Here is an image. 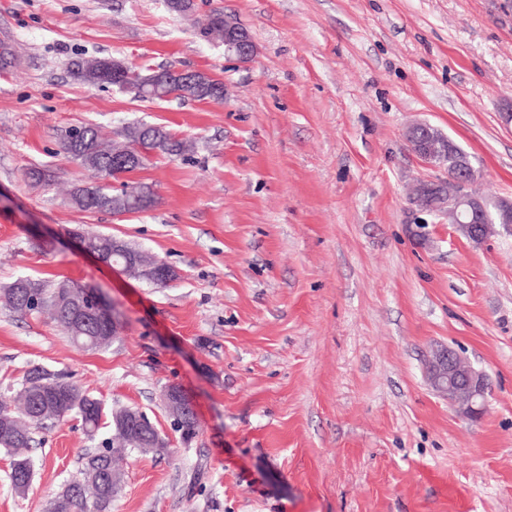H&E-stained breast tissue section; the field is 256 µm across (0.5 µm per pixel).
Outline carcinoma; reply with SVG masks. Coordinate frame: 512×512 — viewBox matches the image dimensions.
Here are the masks:
<instances>
[{
	"instance_id": "obj_1",
	"label": "carcinoma",
	"mask_w": 512,
	"mask_h": 512,
	"mask_svg": "<svg viewBox=\"0 0 512 512\" xmlns=\"http://www.w3.org/2000/svg\"><path fill=\"white\" fill-rule=\"evenodd\" d=\"M202 35L215 43L224 42V12L213 10L206 16L201 26ZM73 75L83 83L95 86L123 88L130 83L128 70H120L112 65L110 57H87L73 63ZM169 69L149 73V79L155 84L154 95L165 99L171 95L183 101H203L207 93L224 83L206 72L198 71L193 75L192 84L184 86L169 83ZM61 148L72 159H81V166L90 172L91 179L72 186L67 192L69 204L85 213L130 211L143 212L156 202L152 186L141 182H126L119 191L112 190V157L125 152L144 154L161 153L169 157H178L190 151L191 145L176 138L160 126L145 123L129 124L116 134L107 137L100 126L87 124L65 132L61 139ZM87 246L103 252L110 263L124 266V271L132 277H138V270L127 265L124 254L112 253V236L91 234ZM26 282L23 287L12 282L0 289V304L4 307L27 315H46L53 320L70 339L88 350L103 348L98 341V332L91 323L77 326L68 318V309L61 303V295L67 289L79 290L80 285L69 280L51 284L45 280L21 277ZM29 368L16 391L13 403L0 402V452L10 458V481L12 485L27 480L33 481L34 461L30 455L36 447L32 429L44 428L49 423L65 418L80 421L86 434L93 438L102 427L109 428L111 437L102 442V448L84 457L79 475L66 484V488L76 492L66 493L65 501L60 496L51 499L46 512H98L97 504L106 499L115 498L119 486L112 483L108 473L114 470L116 457L112 455V441H118L121 450H138L153 446L167 448V442L158 432L150 429L144 434H127L122 416L130 411L128 407L110 410L101 399L81 389L62 373L45 371V376H36ZM46 379L61 382L76 393L78 403L62 408L54 415L44 413L42 391L47 386L41 383Z\"/></svg>"
}]
</instances>
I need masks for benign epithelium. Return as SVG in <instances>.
Masks as SVG:
<instances>
[{
	"mask_svg": "<svg viewBox=\"0 0 512 512\" xmlns=\"http://www.w3.org/2000/svg\"><path fill=\"white\" fill-rule=\"evenodd\" d=\"M256 54V45L244 26L232 20L224 24V55L241 64L251 62ZM433 127L428 124L413 126L408 131V138L414 152L425 162L433 163L438 159L448 158V166L452 172L446 179L424 180L419 187L443 188L445 192L434 196L430 208L448 212V223L455 226L477 242L512 228V200L501 199L494 209H489L482 198L473 195L471 185L477 179L478 172L470 157L454 143H448V149L437 151L431 138ZM415 206L421 209L426 197L414 195ZM151 279L171 283L177 278V270L166 264L152 266L146 271ZM89 310L101 328L100 341L107 342L110 336L118 334L120 321L112 311L109 303L101 292L95 288H84L70 308L71 321L80 324L84 321V310ZM429 380L432 387L441 395L448 397L454 409L465 417L474 418L480 415L486 405L487 381L483 372L463 361L454 351L440 348L427 360ZM184 390L178 385H168L161 394V401L178 423L185 412ZM74 399L73 391L66 385L54 386L45 397L47 411H54L60 405H68Z\"/></svg>",
	"mask_w": 512,
	"mask_h": 512,
	"instance_id": "7a95c632",
	"label": "benign epithelium"
}]
</instances>
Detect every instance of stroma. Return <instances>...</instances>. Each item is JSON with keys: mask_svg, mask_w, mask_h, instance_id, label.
Masks as SVG:
<instances>
[{"mask_svg": "<svg viewBox=\"0 0 512 512\" xmlns=\"http://www.w3.org/2000/svg\"><path fill=\"white\" fill-rule=\"evenodd\" d=\"M220 9L257 54L225 57L197 25ZM0 288L17 277L97 288L122 331L88 351L48 319L0 306V401L35 365L168 442L129 452L112 512H512V233L475 243L409 195L443 177L404 133L429 123L512 197V0H0ZM197 69L220 102L142 101L80 82L72 61ZM164 127L193 148L136 180L150 210L83 213L62 188L89 174L59 145L87 123ZM49 169L52 183L26 173ZM124 238L179 273L152 287L82 251L76 227ZM482 371L479 417L429 386L431 350ZM181 385L198 430L160 401ZM35 478L0 512H44L95 452L79 422L36 432Z\"/></svg>", "mask_w": 512, "mask_h": 512, "instance_id": "stroma-1", "label": "stroma"}]
</instances>
